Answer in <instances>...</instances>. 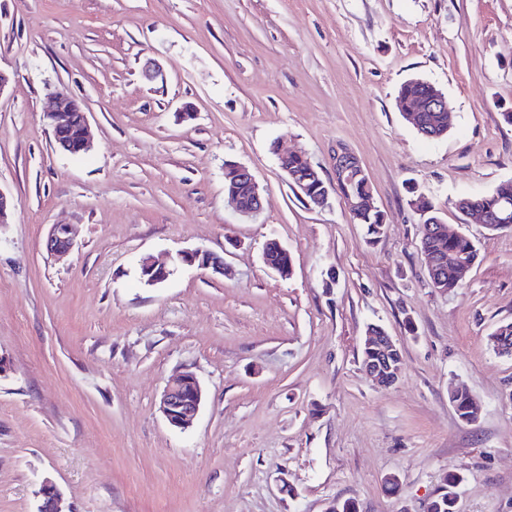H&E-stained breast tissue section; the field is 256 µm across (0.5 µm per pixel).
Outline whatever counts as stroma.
I'll use <instances>...</instances> for the list:
<instances>
[{
	"instance_id": "35a3bbf8",
	"label": "stroma",
	"mask_w": 512,
	"mask_h": 512,
	"mask_svg": "<svg viewBox=\"0 0 512 512\" xmlns=\"http://www.w3.org/2000/svg\"><path fill=\"white\" fill-rule=\"evenodd\" d=\"M0 70V512H38L46 480L67 512H426L448 474L458 512H512V356L488 342L512 322V226L455 206L512 179V0H0ZM411 78L444 93L441 138L397 111ZM56 90L83 103L89 153L56 143ZM340 144L387 215L376 239L279 167L294 150L333 181ZM228 160L266 189L256 217ZM415 195L479 247L458 291L426 284ZM55 224L75 232L60 260ZM195 248L227 275L178 262ZM148 255L166 282L141 281ZM371 325L402 351L388 388L361 370ZM183 371L205 400L179 430L157 402ZM229 165H231L232 168H234L235 174L237 177L235 179V176L233 175L234 171L231 168H229L227 163H225L224 164V187L229 186L230 184L234 183V180H235L236 186H232L229 189L228 194L231 197V199L233 200V202L235 203V208H236L237 213L240 216L246 217V218H251V217L258 215L263 210V206H264V200H265L264 188L260 185V183L258 182L256 177L251 173V171L247 167H245L239 163H235V162L229 163ZM241 187L248 189L250 194L253 197L252 198L247 195L242 196L243 197L242 205L244 208L252 207L253 199H254L255 204H254L253 209H251V210H244L238 204V195H239V190ZM45 246L50 255L59 256L69 253L74 246L71 227L68 224L54 225L48 234ZM267 246H271V247H267ZM273 247L277 248L278 250H280L288 255V251L277 240L272 239V240H269L264 247V249L266 248L265 262H266V264L271 265L272 267H284V266L288 265V267H286V268L272 269L281 277H287L290 260L286 254L278 251L277 249H274Z\"/></svg>"
}]
</instances>
